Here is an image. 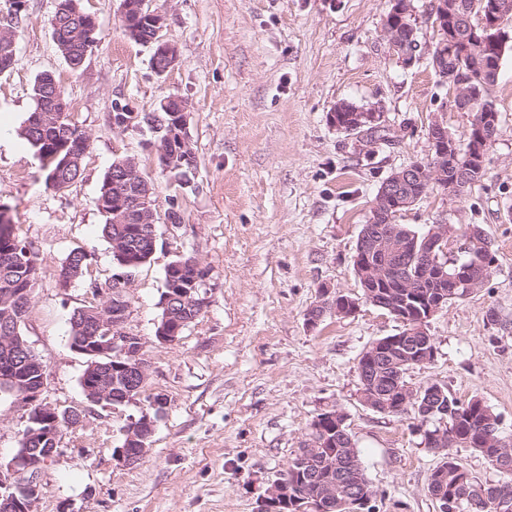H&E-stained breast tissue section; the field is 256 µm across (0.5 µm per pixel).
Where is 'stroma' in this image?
Masks as SVG:
<instances>
[{
	"label": "stroma",
	"instance_id": "stroma-1",
	"mask_svg": "<svg viewBox=\"0 0 512 512\" xmlns=\"http://www.w3.org/2000/svg\"><path fill=\"white\" fill-rule=\"evenodd\" d=\"M433 3L413 0L420 48L407 65L383 37L389 0H152L166 17L163 37L179 52L159 75L151 47L123 32L119 0H82L98 43L76 71L53 40L56 0H27L16 63L0 73V116L22 125L34 82L48 72L90 137L82 175L63 192L46 188L25 139L0 145V204L37 251L39 281L22 333L47 365L45 402L86 403V358L70 346L69 319L87 285L63 291L57 280L79 246L94 253L89 279L114 271L96 205L112 161L135 157L157 211L176 210L182 220L173 231L159 226L155 253L127 290V328L151 362L145 392L168 399L152 443L140 463L119 464V428L140 409L96 408L63 435L62 455L41 474L36 512H258L314 417L329 408L347 416L379 492L375 512H436L428 483L440 452L422 444L412 416L376 412L359 397V357L400 322L366 304L350 317L307 322L322 287L360 296L353 256L361 226L381 183L428 157L429 124L444 123L460 141L469 131L471 113L457 109L455 88L430 65ZM168 95L187 104L196 155L183 186L161 172L146 129L109 121L113 100L140 114ZM492 98L499 127L485 181L456 198L428 191L396 217L420 233L452 225V261L465 256L463 230L480 226L498 257L482 288L432 317L435 358L405 380L414 390L437 382L456 398L481 399L512 438V51ZM342 102L381 113L389 128L407 126L406 137L368 146L336 130L327 114ZM181 255L209 269V305L179 341L163 345L155 337L159 296L167 265ZM27 418L14 397H0L1 463L17 453Z\"/></svg>",
	"mask_w": 512,
	"mask_h": 512
}]
</instances>
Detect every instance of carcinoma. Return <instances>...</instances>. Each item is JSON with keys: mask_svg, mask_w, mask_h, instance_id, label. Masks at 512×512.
I'll list each match as a JSON object with an SVG mask.
<instances>
[{"mask_svg": "<svg viewBox=\"0 0 512 512\" xmlns=\"http://www.w3.org/2000/svg\"><path fill=\"white\" fill-rule=\"evenodd\" d=\"M89 14L81 5V0H57V6L50 19L51 29L59 32L56 45L70 67L78 70L82 67L87 50L85 19ZM126 35L139 44H146L153 36V26L145 16L135 23V29ZM462 40L461 47L465 57L471 62H489L495 51L471 41L467 31H456ZM15 61V48L10 40L0 37V72L11 67ZM57 80L50 74H43L35 80L33 96L35 107L29 113L21 129L23 138L36 150L41 170L45 176L46 187L61 192L69 188L82 174L84 154L89 147V136L72 122L68 106L55 103L54 85ZM124 159L114 161L102 178L97 206L105 215L102 227L104 238L110 245L115 273L104 284L92 280L88 287L92 296L110 298L117 287L118 275L136 272L148 263L154 253L157 242L153 239L152 225L123 224L112 214V204L120 198H134L147 192V186L137 187L122 180ZM92 253L83 248L72 249L59 270L57 286L67 290L72 282L83 277L91 265ZM177 266L165 271L164 290L160 298H169L172 326L189 319L198 320L204 311L193 309L191 297L187 291L192 286L202 288L209 271L200 266L191 256L175 259ZM39 277L37 254L32 243L24 240L18 233L13 219H0V337L9 336L7 343L0 341V368L14 366L19 373L18 381L22 385H34L46 367L45 361L38 355H30L27 340L22 335L21 324L27 311L33 290ZM437 288L433 282L426 281L420 289L422 300L408 302L400 310L410 316L416 315L425 306V302L435 300ZM104 304L89 305L73 311L70 317V340L77 337L89 339L108 331L103 313ZM129 356L112 355V359H101L102 365L95 369L85 368L80 385L93 384L109 389L114 396H122L132 389V377L126 364ZM412 365L399 357L371 370L376 378L393 376L398 371H407ZM444 396L437 411L430 420L446 419L448 433L447 447L465 446L482 450L480 444L492 435L501 437L500 419L482 400L461 401L443 390ZM443 458L446 473L440 475L435 469L430 475L428 491L440 494L448 501L446 512H467L468 502L463 496L478 499V506L472 512H499L497 500L512 498V482L485 484L470 473L452 454L445 452ZM338 473L346 476V483L358 489L364 487L370 497L377 496L363 470L354 441H343L321 449L319 455L302 465L299 457H294L279 481L288 486V499L270 505L272 512H299L307 501L321 497L324 482Z\"/></svg>", "mask_w": 512, "mask_h": 512, "instance_id": "obj_1", "label": "carcinoma"}]
</instances>
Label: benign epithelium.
Wrapping results in <instances>:
<instances>
[{
  "mask_svg": "<svg viewBox=\"0 0 512 512\" xmlns=\"http://www.w3.org/2000/svg\"><path fill=\"white\" fill-rule=\"evenodd\" d=\"M502 7L498 0H486L483 14L479 17L478 25L470 23L468 16L464 13L463 5L458 0H435L433 16L436 17L434 27L441 38L450 37L451 30L448 29V17L453 16L459 20L461 27L469 28L472 40L483 44L497 45L503 41L504 32L502 30L501 15ZM123 19L128 26L133 25V19H138L142 15L149 17L156 33H161L166 25V17L159 11L150 6V0H139L135 6V14L127 13V9H121ZM409 40L413 41L412 48H407V43L403 41V36L396 35L395 39L388 41L390 48L407 64L416 59V52L420 47L417 42V30H412ZM156 60L159 66L155 67L158 74H163L174 67L178 60V52L174 45L158 39L156 48ZM499 67L488 68L484 72L473 74L469 71L461 70L459 75L453 78V85L458 88L456 98L457 108L466 112L472 104L473 84L484 77V73H489L490 77L497 76ZM177 110L170 112L171 121L169 122L168 135L170 141L177 142L178 148L173 150V154L185 150L189 143L187 122V105L180 98L175 99ZM498 111L494 103L489 102L483 108V120L475 122L472 130L468 134L467 143L462 145L449 132L448 128L435 120L428 129V139L431 146V155L429 164L414 165L402 169L399 173H394L385 179L377 193L374 201L368 224L360 232L356 251L362 261L356 265L357 277L360 280L363 295L357 299L344 296L341 292L330 295V291L325 289L323 294L328 299L316 304L318 315L307 317L310 325H317L322 317L328 312L337 316L350 317L356 313L360 303L365 302L377 308L392 309L390 299L382 292L378 291L377 286L390 279L392 265L398 263L409 249L411 240L398 235L393 230L389 233H380V226L393 222V211L401 207L400 199L405 196L409 183L418 182L423 185L437 183L443 178V169L448 157H458L460 150H466L465 162L475 163L482 160V154L491 138L497 132ZM473 181L470 180L468 171L458 170L454 178V183L443 186V190L450 197L461 195ZM149 204L145 199H129L116 203L114 214L120 216L124 223H145V209ZM449 232L447 226L438 225L435 229L423 236V249L421 254L424 256H433L437 252H446L448 246ZM434 279L447 285V290L439 291L436 301L428 304L425 312L416 319L409 316L400 315L398 319L405 325L406 331L379 339L372 343L359 358V374L361 379L359 395L361 401L370 408H380L383 412H402L409 403L421 399V395H426V401L423 405H428V400L432 395L441 392V388L431 384L421 388L418 391L410 389L407 384L402 382L401 376H396L391 383L387 384L385 395L390 397L387 402L379 400L378 392L375 387L369 385L366 377V371L369 367L376 365L382 355L392 349H397L405 356L411 359V362L418 365H426L434 360L436 347H431L426 351H420V346L416 345L414 338L429 337V320L440 310L443 309L445 296H456V291L460 288L466 291H472L479 287L483 279L471 275V268L467 266L459 267L448 273L441 269L437 271ZM132 276H127L123 280L125 288L117 290L115 294L114 305L121 308V311L113 314L112 331L104 336H95L90 339V348L78 345L75 350L89 356L109 357L117 352L125 354L136 351L135 360L129 369L133 370L140 379V385H145L149 377L150 362L143 355V346L141 338L129 331L125 327L129 309L125 308L124 293L125 289L131 286ZM43 384L27 388L16 394L19 400L27 408H32L39 403ZM347 416L341 412H329L315 419V425L312 430L322 433L323 425L332 421L336 424V433L345 434L343 425ZM59 412L52 406L46 407V413H37L30 416L26 430L23 431V439L39 437L48 442L46 448H21L13 457L11 462L5 466L0 464V512H34V506L41 495V485L39 477L47 464L56 460L61 455L59 443L61 440L59 429ZM154 423L147 413H142L140 423L131 427L130 432L125 434V441L117 450L116 460L124 465L131 466L138 459L147 453V441L150 434L142 430L141 424ZM494 446L490 456L492 464L499 468L507 470L512 466V449L499 439H487L485 446ZM324 502H310L305 508L310 512H327V510H342L357 506L366 505L368 501L362 495L349 496V490L341 481H335L326 485L324 493Z\"/></svg>",
  "mask_w": 512,
  "mask_h": 512,
  "instance_id": "benign-epithelium-1",
  "label": "benign epithelium"
}]
</instances>
